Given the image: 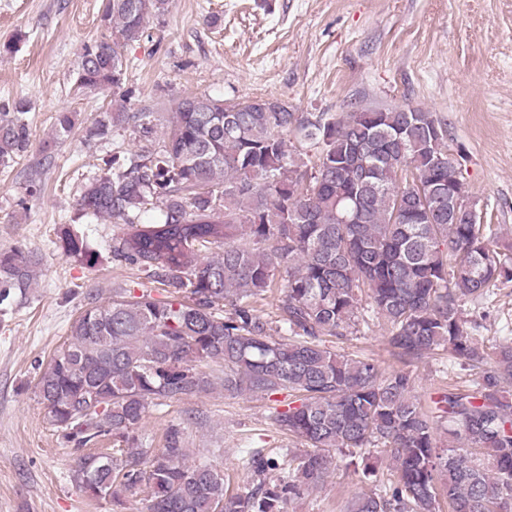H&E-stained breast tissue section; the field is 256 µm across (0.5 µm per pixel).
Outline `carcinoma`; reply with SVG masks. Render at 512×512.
<instances>
[{"label":"carcinoma","mask_w":512,"mask_h":512,"mask_svg":"<svg viewBox=\"0 0 512 512\" xmlns=\"http://www.w3.org/2000/svg\"><path fill=\"white\" fill-rule=\"evenodd\" d=\"M168 8L169 0H106L103 31L83 44L75 68V94H112L86 136L128 129L135 143L101 158L78 211L117 225L113 261L174 293L89 297L38 373L44 417L65 441H112L110 452L77 457L78 487L120 509L146 486V512H283L335 470L326 451L353 459L372 445L390 454L396 479L359 493L348 512H512V345H478L463 309L512 282V246L500 247L494 225L450 221L434 207L457 174L444 124L403 106L304 113L279 99L190 93L161 132L154 113L131 111L121 48ZM28 112L21 100L0 101V167L30 151ZM75 123L76 113H57L55 137ZM420 191L427 205L399 212L398 199ZM148 210L157 218L140 222ZM57 243L68 258L94 260L65 226ZM37 263L29 250H0V305L27 294ZM273 288L281 338L253 306ZM365 297L403 365L387 375L320 340L353 333ZM439 350L460 361L469 384L426 409L411 396L408 368ZM209 364L219 367L213 380L200 370ZM215 383L299 394V405L275 415L308 446L288 460V479L273 478L277 462L254 450L243 468L255 488L228 494L223 473L189 461L179 424L166 428L162 447L144 448L150 405Z\"/></svg>","instance_id":"cac0c4a2"}]
</instances>
